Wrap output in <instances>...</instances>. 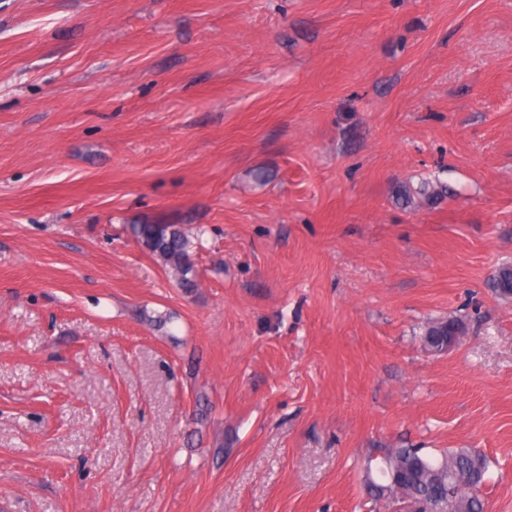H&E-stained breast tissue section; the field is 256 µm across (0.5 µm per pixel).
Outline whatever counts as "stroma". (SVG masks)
Listing matches in <instances>:
<instances>
[{
  "instance_id": "1",
  "label": "stroma",
  "mask_w": 512,
  "mask_h": 512,
  "mask_svg": "<svg viewBox=\"0 0 512 512\" xmlns=\"http://www.w3.org/2000/svg\"><path fill=\"white\" fill-rule=\"evenodd\" d=\"M506 263L512 0H0V512H370L400 444L512 512ZM448 185L440 179H422L417 183L411 180L401 182L392 196L393 203L403 209L415 211L421 207L432 205L451 195ZM130 231L147 252L173 273L181 288H196L197 273L190 256L192 242L181 224H134ZM466 335L465 322L458 316H448L428 322L421 334V341L424 349L429 350L442 347L453 336Z\"/></svg>"
}]
</instances>
